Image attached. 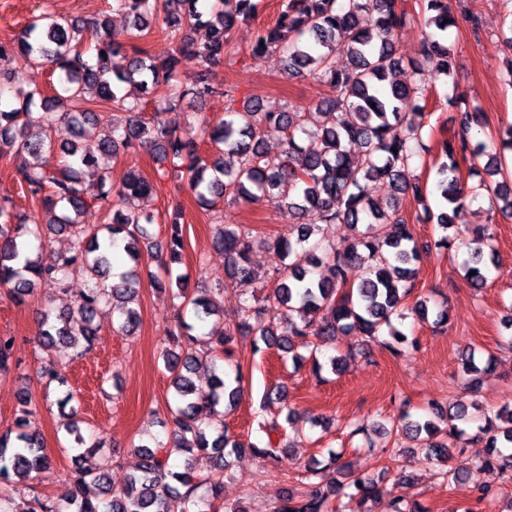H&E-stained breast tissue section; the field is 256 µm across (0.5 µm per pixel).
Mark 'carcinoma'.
Here are the masks:
<instances>
[{"label":"carcinoma","instance_id":"obj_1","mask_svg":"<svg viewBox=\"0 0 512 512\" xmlns=\"http://www.w3.org/2000/svg\"><path fill=\"white\" fill-rule=\"evenodd\" d=\"M260 4L261 0H112V11L129 19V28L121 38L106 20L88 22L42 13L16 38L0 41V63L21 57L30 63L48 62L59 70V87L54 94L36 87L16 88L17 107L0 112V154L9 152L21 158L18 179L49 215L46 225L31 224L17 213L12 202H0V288L22 302L42 281L62 282L74 274L83 275L87 281V288L69 310L44 313L47 329L41 346L46 354L61 344L77 348L80 356L90 352L100 331L95 318L107 306L122 318L119 333L127 336L134 332L139 322L134 303L142 282L143 248L159 258L163 269L164 276L151 280L153 288L182 300L200 322L219 315L208 297L187 291L186 277L173 275L185 249L180 201L169 205L167 232L162 239L146 229L154 223V216L133 206L112 211L106 224L78 221L81 211L89 206L109 208L114 197L123 202L155 189L152 181L135 173L126 174L118 185L106 173L98 175L96 182L84 184L81 170L98 164L95 155L79 146L87 130L103 122L112 123V137L103 140L102 151L115 156L122 150L149 149L165 178L186 179L197 200L212 208L220 200L248 204L263 197L288 205L302 219L293 239L268 237L257 241L246 224H218L214 242L224 252V285L257 283L259 287L244 300L235 326L224 330L215 326L210 333L198 336L192 334L194 325L181 318L177 330L168 336L162 358L172 377L175 403L169 408L170 442L136 445L140 457L137 471L118 490L108 484L110 460L94 471L77 466L63 497H37L27 512H166L167 499L180 487L188 504L186 512H244L221 501V472L229 457L247 451L273 468L279 465V444L273 442L272 435L278 433L280 424L277 418L266 415L287 398L280 386L264 393L256 413L264 438L257 442L244 444L214 423L232 409L240 391L243 367L236 366L233 380H227L224 355L232 353L236 337L253 335L250 319L261 314L265 304L277 303L287 328L282 332L260 328L259 338L252 340L253 350H258L261 341L298 362L303 356L297 349L304 348L317 373L323 369L317 357L320 342L339 334L357 331L376 339L386 328L392 340L382 346L398 354L401 331L393 326L392 316L405 317L402 305L413 291L415 263L421 258L420 246L400 214L401 196L412 195L422 205L421 218L437 224L442 232L434 241L437 249L453 246L448 234L453 227L452 212L465 199L462 161H470L469 175L480 177L479 184L470 188L472 200L485 190L501 212L512 213V183L502 180L492 187L482 178L484 174L491 178L501 174L502 163L486 143L472 141L470 132L479 124V115L460 94L448 99L455 108L450 120L458 126L460 137L443 143L444 160L435 171V188L444 201L439 212L428 204L427 185L410 174L411 162L427 150L418 118L428 107V87L420 75L427 64L434 65L435 73L446 79L454 75L447 31L454 26L455 16L448 0H415L410 10L405 0H281L274 24L263 31L259 37L263 44H255L253 52L275 51L288 73L309 74L325 83L330 94L313 112H264L251 99L238 108L232 90L212 86L202 72L191 86H182L178 77L182 64L202 67L225 61L235 28L253 20ZM366 14L370 19L365 25L362 19ZM419 17L429 28L421 43V59L410 64L419 79L402 82L396 78L402 61L396 56L393 36ZM160 18L176 43L167 59L155 63L138 42L150 34ZM198 27L205 29V38L200 41L192 36ZM338 53L348 60L341 69L336 68ZM161 79L168 91L158 98L154 114L147 119L143 117V103L128 100L123 85L155 87ZM92 84L99 87L101 99L111 104L112 111L98 112L86 105L84 90ZM212 95L224 97L226 107L224 119L218 123L203 122V136L216 149V154L203 156L198 143L183 137L179 115L184 103ZM37 102L46 112L35 122L29 109ZM269 128L283 134V150L276 156L265 148L263 135ZM303 137L308 139L305 146L300 144ZM349 145L356 146L357 153H350ZM55 147L64 162L54 171L45 170L39 158L45 149ZM484 157L487 161L482 164ZM371 180L387 181L393 197L384 202L369 198L365 185ZM323 224H347L356 228V235L347 247L338 249L321 235ZM48 231L68 234L70 251L48 257L40 244L36 255L30 256L32 240H42ZM493 238L486 225L476 231L471 264L466 266V272H474L467 277L474 288L487 284L490 266L496 265ZM119 241L124 242L130 265L111 283L109 255ZM256 242L274 249L283 259L291 256L295 247H306L312 253V268L285 263L270 280L269 289L249 258ZM356 267L365 269V276L357 283L351 280ZM14 346L15 337L0 335V374L15 365ZM461 362L464 372L476 382L495 366L494 356L482 364L472 351L463 352ZM201 367L210 373L206 395L197 392L193 381V374ZM32 397L30 389L22 391V409L14 427L0 434V483H27L51 462L41 439L28 431L34 414ZM435 410L438 417L447 420L448 430L445 438L430 441L426 447L449 459L463 449L448 438L461 434V426L472 421V414L462 405L446 408L437 404ZM75 416L74 410L66 414L64 428L73 437L71 449L76 451L74 461L78 462L82 458L78 450L101 444L87 442ZM402 421L408 434L435 436L431 420L422 422L405 413ZM473 439L487 448L482 466L512 474V405L483 413V423ZM170 448L184 454V471L168 470ZM200 453L212 460L218 475L200 480L193 476V458ZM339 459L340 455L331 452L327 461L315 460L306 466L303 477L309 490L301 495L287 493L275 512L337 509L333 502L344 489L336 479L342 473ZM203 485L207 494H197ZM350 486L359 512H371L364 505L380 497L378 482L356 478Z\"/></svg>","mask_w":512,"mask_h":512}]
</instances>
